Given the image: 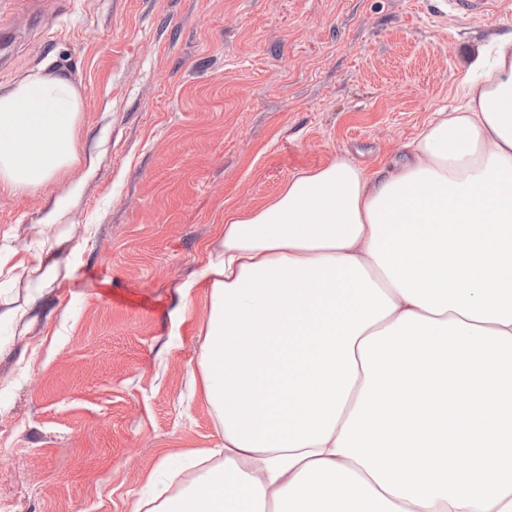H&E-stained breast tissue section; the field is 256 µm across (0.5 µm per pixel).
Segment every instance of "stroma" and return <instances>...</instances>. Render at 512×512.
I'll return each instance as SVG.
<instances>
[{
    "mask_svg": "<svg viewBox=\"0 0 512 512\" xmlns=\"http://www.w3.org/2000/svg\"><path fill=\"white\" fill-rule=\"evenodd\" d=\"M0 20V83L69 74L98 157L0 194V309L24 310L0 320V512H132L163 467L189 484L181 451L220 438L191 375L208 293L182 288L225 213L340 153L390 163L512 30L439 0H48Z\"/></svg>",
    "mask_w": 512,
    "mask_h": 512,
    "instance_id": "1",
    "label": "stroma"
}]
</instances>
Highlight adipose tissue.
Segmentation results:
<instances>
[{
	"instance_id": "ef3b65f1",
	"label": "adipose tissue",
	"mask_w": 512,
	"mask_h": 512,
	"mask_svg": "<svg viewBox=\"0 0 512 512\" xmlns=\"http://www.w3.org/2000/svg\"><path fill=\"white\" fill-rule=\"evenodd\" d=\"M377 172L339 155L224 216L196 280L222 442L133 512H512V31ZM82 94L0 83V191L82 162Z\"/></svg>"
}]
</instances>
